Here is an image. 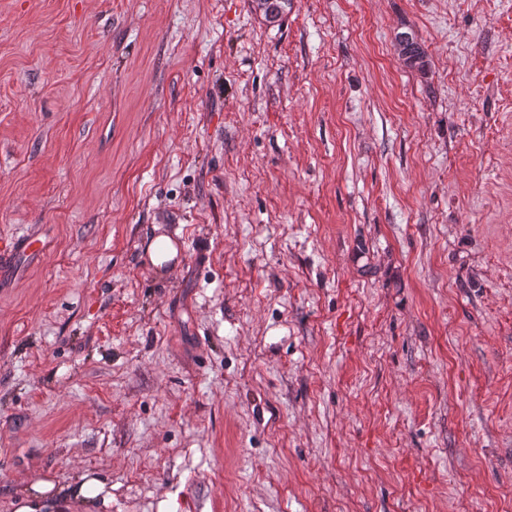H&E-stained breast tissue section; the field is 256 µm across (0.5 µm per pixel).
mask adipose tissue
Masks as SVG:
<instances>
[{"mask_svg":"<svg viewBox=\"0 0 512 512\" xmlns=\"http://www.w3.org/2000/svg\"><path fill=\"white\" fill-rule=\"evenodd\" d=\"M73 506L82 512H110L111 489L93 472L84 471L60 484L47 479L32 482L10 503L12 512H66Z\"/></svg>","mask_w":512,"mask_h":512,"instance_id":"adipose-tissue-1","label":"adipose tissue"}]
</instances>
